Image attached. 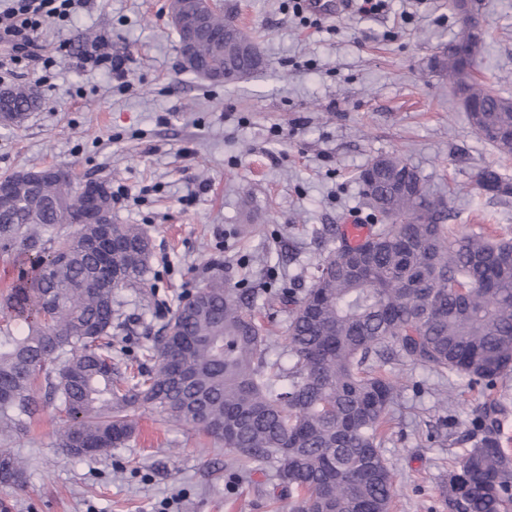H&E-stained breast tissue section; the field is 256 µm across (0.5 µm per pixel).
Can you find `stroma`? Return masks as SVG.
Segmentation results:
<instances>
[{
	"label": "stroma",
	"mask_w": 512,
	"mask_h": 512,
	"mask_svg": "<svg viewBox=\"0 0 512 512\" xmlns=\"http://www.w3.org/2000/svg\"><path fill=\"white\" fill-rule=\"evenodd\" d=\"M288 0H223L224 14L250 33L262 70L231 84L183 71L169 0H85L65 24L50 23L40 43L57 50L46 73L11 84L39 85L40 107L20 125L0 123V178L58 165L76 183L127 188L112 207L116 224H138L151 240L152 290H115L123 326L112 355L144 367V349L162 334L173 296L202 288L214 274L236 290L283 293L257 301L271 357L297 300L326 257V227L374 219L363 204L359 170L398 154L446 200L459 234L512 239V202L479 190L477 172L512 159L481 141L447 78L432 73L436 47L459 30L447 0H393L385 14L345 11L306 27ZM486 20L480 78L512 97V0H482ZM100 41L127 58L133 89L119 91L76 55ZM207 190H200V183ZM398 392L382 453L397 474L392 512H448V468L474 443V411L495 397L503 440L512 441V373L493 393L466 378L398 360L385 365ZM26 435L0 439L25 464L23 486L0 483V512H277L265 464L241 472L204 431L137 413L125 447L93 459L59 447L61 419L48 397Z\"/></svg>",
	"instance_id": "obj_1"
}]
</instances>
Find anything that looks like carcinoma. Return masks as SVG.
I'll return each mask as SVG.
<instances>
[{
  "instance_id": "obj_1",
  "label": "carcinoma",
  "mask_w": 512,
  "mask_h": 512,
  "mask_svg": "<svg viewBox=\"0 0 512 512\" xmlns=\"http://www.w3.org/2000/svg\"><path fill=\"white\" fill-rule=\"evenodd\" d=\"M197 54L229 71L230 83L262 68L229 40L202 42ZM481 56L480 48L461 52L454 38L436 48L432 69L474 103L475 134L509 157L512 99L476 79ZM7 90L11 106L0 120L20 123L41 92ZM358 180L379 226L353 247L327 228L334 247L286 327L291 366L270 360L256 315L217 276L200 300L179 303L149 348L153 366L128 375L112 362L120 303L94 282L110 275L122 288L148 285L149 237L138 224L112 225L121 245L101 269L89 247L99 226L57 230L80 202L77 187L48 182L38 197L7 176L16 206L0 212V251L31 256L35 266L6 298L15 326L0 328V435L27 433L43 385L66 421L58 444L72 457L124 446L134 413L149 408L223 442L243 468L272 464L289 512H391L396 474L381 444L398 393L372 356L391 351L493 389L512 371V239L451 233L446 207L400 155L374 159ZM476 185L512 197V179L496 166L481 169ZM496 404L482 405L481 437L448 469L451 512H512V450L500 439ZM22 477L17 458L1 452L0 482Z\"/></svg>"
}]
</instances>
